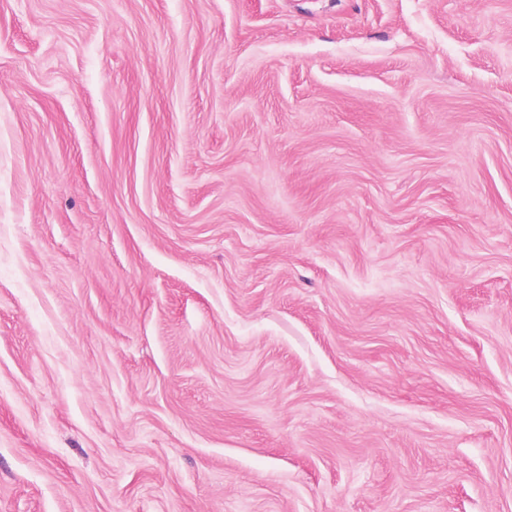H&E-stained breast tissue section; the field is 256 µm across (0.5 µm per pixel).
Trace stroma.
<instances>
[{"instance_id": "obj_1", "label": "stroma", "mask_w": 512, "mask_h": 512, "mask_svg": "<svg viewBox=\"0 0 512 512\" xmlns=\"http://www.w3.org/2000/svg\"><path fill=\"white\" fill-rule=\"evenodd\" d=\"M0 512H512V0H0Z\"/></svg>"}]
</instances>
